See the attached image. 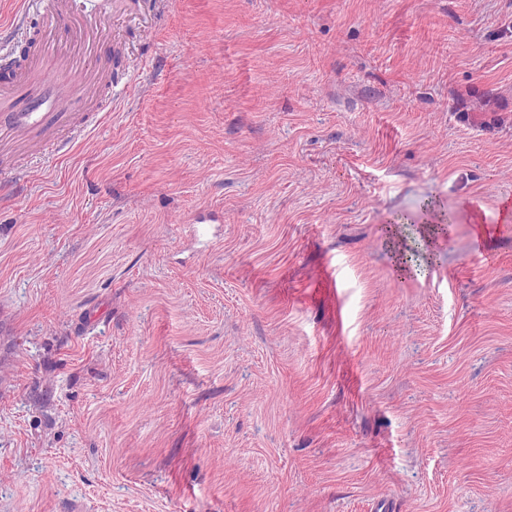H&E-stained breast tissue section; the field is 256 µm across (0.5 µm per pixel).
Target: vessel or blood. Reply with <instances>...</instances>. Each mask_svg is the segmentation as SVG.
<instances>
[{
  "label": "vessel or blood",
  "mask_w": 512,
  "mask_h": 512,
  "mask_svg": "<svg viewBox=\"0 0 512 512\" xmlns=\"http://www.w3.org/2000/svg\"><path fill=\"white\" fill-rule=\"evenodd\" d=\"M52 51L50 37L40 38L21 70L0 81V141L30 148L39 159L66 153L60 131L76 138L85 130L67 111L80 76Z\"/></svg>",
  "instance_id": "1"
}]
</instances>
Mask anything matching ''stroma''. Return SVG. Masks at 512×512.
I'll use <instances>...</instances> for the list:
<instances>
[{
	"label": "stroma",
	"mask_w": 512,
	"mask_h": 512,
	"mask_svg": "<svg viewBox=\"0 0 512 512\" xmlns=\"http://www.w3.org/2000/svg\"><path fill=\"white\" fill-rule=\"evenodd\" d=\"M71 6L100 110L0 156V512H512V0Z\"/></svg>",
	"instance_id": "stroma-1"
}]
</instances>
